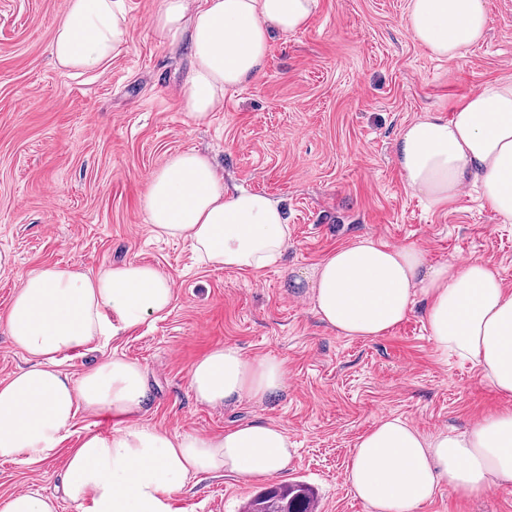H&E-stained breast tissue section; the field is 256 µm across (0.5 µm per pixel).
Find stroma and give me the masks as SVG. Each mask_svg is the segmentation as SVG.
<instances>
[{"label": "stroma", "mask_w": 512, "mask_h": 512, "mask_svg": "<svg viewBox=\"0 0 512 512\" xmlns=\"http://www.w3.org/2000/svg\"><path fill=\"white\" fill-rule=\"evenodd\" d=\"M407 4L318 0L305 29L270 43L261 78L227 91L198 124L178 98L189 50L151 28L162 0H125L126 45L93 72L64 68L51 53L66 0H0V383L29 362L3 323L21 275L57 265L93 276L134 261L172 279L168 312L67 353L60 370L76 379L112 356L140 364L149 382L143 419L169 432L220 433L250 420L283 427L296 452L276 480L308 483L319 512H368L346 467L378 416L428 433L463 430L511 404L472 365L436 350L422 307L385 336H340L319 321L303 282L333 249L370 240L417 245L434 264L485 262L512 288V224L498 221L479 187L434 210L394 163L403 126L449 114L482 82L512 79V0H486L485 40L448 60L413 39ZM189 150L213 159L225 188L284 206L291 238L277 265L214 270L188 243L152 237L147 180ZM225 345L282 361L286 387L259 404L199 403L191 368ZM113 427L108 415L83 411L53 459L0 462V498L26 490L56 496L71 449ZM264 485L199 476L171 509L242 512ZM418 512H512V491L463 498L444 486Z\"/></svg>", "instance_id": "obj_1"}]
</instances>
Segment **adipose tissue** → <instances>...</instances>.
Returning a JSON list of instances; mask_svg holds the SVG:
<instances>
[{
  "label": "adipose tissue",
  "instance_id": "obj_1",
  "mask_svg": "<svg viewBox=\"0 0 512 512\" xmlns=\"http://www.w3.org/2000/svg\"><path fill=\"white\" fill-rule=\"evenodd\" d=\"M317 0H163L151 25L160 40L186 36L192 71L179 90L185 115L209 120L226 91L258 79L274 35L307 26ZM407 27L436 59L482 41L485 0H409ZM124 0H66L52 44L63 67H104L124 44ZM395 165L431 208L448 206L468 184L481 188L501 223H512V79L489 81L463 97L451 115L428 113L400 132ZM151 233L189 243L215 269L275 265L290 226L279 201L263 193L227 192L212 160L171 155L151 174L144 196ZM313 310L338 335L384 336L423 304L436 349L469 362L500 396L512 399V289L479 261L428 264L413 245L364 240L337 248L307 276ZM171 279L138 262L92 277L46 266L23 276L5 327L32 363L0 384V461L50 459L79 411L105 412L110 434H86L72 449L62 493L76 512H171L170 500L199 475L242 482L287 469L294 443L275 424L253 420L215 434L170 433L141 422L146 373L121 357L103 360L80 379L59 370L67 352L114 337L148 316L166 313ZM274 358L250 359L233 346L210 351L191 370L196 400L221 407L260 403L284 388ZM347 481L369 512H417L441 487L473 498L512 487V409L496 411L461 434L426 433L398 416L378 417L362 434Z\"/></svg>",
  "mask_w": 512,
  "mask_h": 512
}]
</instances>
